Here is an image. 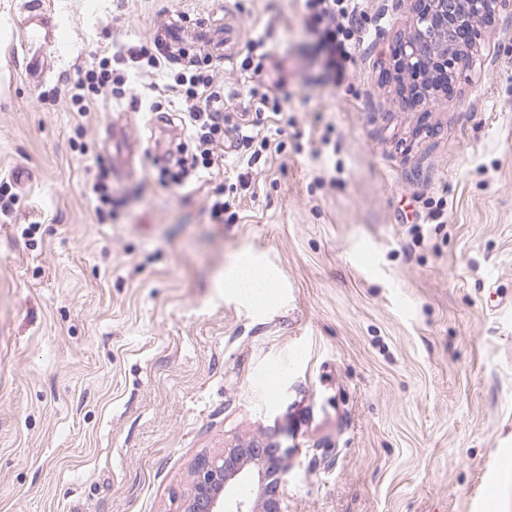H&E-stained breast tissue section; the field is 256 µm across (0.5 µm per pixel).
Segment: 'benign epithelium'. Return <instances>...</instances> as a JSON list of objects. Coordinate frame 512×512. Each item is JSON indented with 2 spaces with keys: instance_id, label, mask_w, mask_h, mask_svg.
I'll list each match as a JSON object with an SVG mask.
<instances>
[{
  "instance_id": "obj_1",
  "label": "benign epithelium",
  "mask_w": 512,
  "mask_h": 512,
  "mask_svg": "<svg viewBox=\"0 0 512 512\" xmlns=\"http://www.w3.org/2000/svg\"><path fill=\"white\" fill-rule=\"evenodd\" d=\"M413 33L404 37L390 65L411 75L415 82L406 88L416 107L427 106L440 89L429 85L436 68L453 70L454 65L473 56L476 42L473 23L491 21L512 9V0H410ZM287 470L279 449L252 442L229 448L203 459L196 470L193 489L183 512H253L242 488L256 489L262 512H286Z\"/></svg>"
}]
</instances>
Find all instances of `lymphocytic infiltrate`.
Listing matches in <instances>:
<instances>
[{
  "instance_id": "1",
  "label": "lymphocytic infiltrate",
  "mask_w": 512,
  "mask_h": 512,
  "mask_svg": "<svg viewBox=\"0 0 512 512\" xmlns=\"http://www.w3.org/2000/svg\"><path fill=\"white\" fill-rule=\"evenodd\" d=\"M359 9L360 0H304L306 25L317 37L321 68L329 83L341 81L353 59L357 44L353 21ZM140 72L156 73L164 79L163 84L149 85L144 94L145 111H161L169 90L185 105L183 120L194 150L177 154L174 163L180 173L165 182L177 194L189 176L211 173L218 164L215 149L224 141V88L216 83L207 64L175 69L148 45H132L120 54L101 57L97 67L86 71L72 86L70 103L78 114H85L90 106L88 93L98 87L109 88L113 97L123 98L130 91V75Z\"/></svg>"
}]
</instances>
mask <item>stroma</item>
<instances>
[{
    "label": "stroma",
    "mask_w": 512,
    "mask_h": 512,
    "mask_svg": "<svg viewBox=\"0 0 512 512\" xmlns=\"http://www.w3.org/2000/svg\"><path fill=\"white\" fill-rule=\"evenodd\" d=\"M30 2L0 0V512H181L199 458L262 439L288 512H512V12L422 112L381 77L408 0H363L334 85L303 0H40L54 66L35 82ZM178 17L232 40L211 63L220 171L176 195L151 152L188 142L181 99L159 124L105 91L77 115L69 88ZM259 37L260 79L241 67ZM257 85L285 87L288 126L255 112ZM118 119L145 157L110 175L101 224L86 186ZM242 255L271 271L266 302L225 287Z\"/></svg>",
    "instance_id": "35a3bbf8"
}]
</instances>
